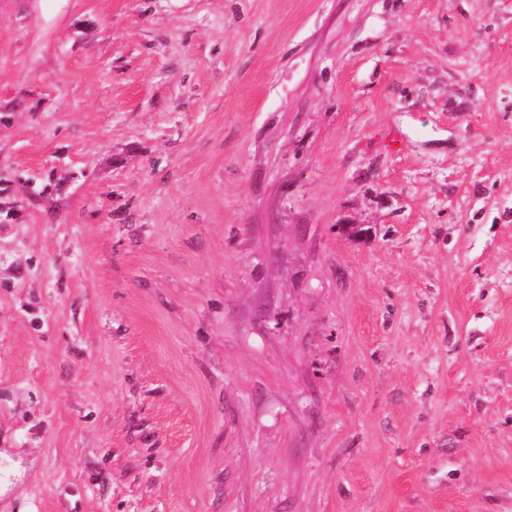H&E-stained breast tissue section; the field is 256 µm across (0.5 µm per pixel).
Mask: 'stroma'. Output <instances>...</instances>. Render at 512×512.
Segmentation results:
<instances>
[{"label": "stroma", "mask_w": 512, "mask_h": 512, "mask_svg": "<svg viewBox=\"0 0 512 512\" xmlns=\"http://www.w3.org/2000/svg\"><path fill=\"white\" fill-rule=\"evenodd\" d=\"M0 512H512V0H0Z\"/></svg>", "instance_id": "obj_1"}]
</instances>
